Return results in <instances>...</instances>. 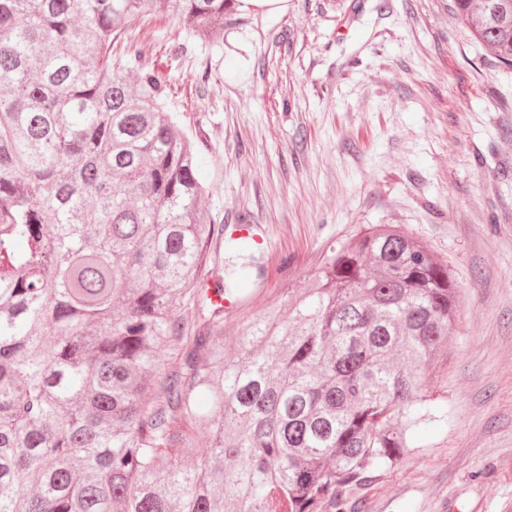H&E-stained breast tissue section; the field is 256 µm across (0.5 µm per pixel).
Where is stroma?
<instances>
[{
    "mask_svg": "<svg viewBox=\"0 0 512 512\" xmlns=\"http://www.w3.org/2000/svg\"><path fill=\"white\" fill-rule=\"evenodd\" d=\"M148 62L200 152V203L264 246L210 261L207 284L263 270L224 334L288 311L333 246L397 224L458 288L447 422L365 486L356 512H512V69L454 0H278L206 44L140 22Z\"/></svg>",
    "mask_w": 512,
    "mask_h": 512,
    "instance_id": "stroma-1",
    "label": "stroma"
}]
</instances>
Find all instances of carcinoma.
<instances>
[{"label": "carcinoma", "instance_id": "obj_1", "mask_svg": "<svg viewBox=\"0 0 512 512\" xmlns=\"http://www.w3.org/2000/svg\"><path fill=\"white\" fill-rule=\"evenodd\" d=\"M242 6L0 0V512H351L448 420L422 379L448 366L455 283L390 224L224 357L200 281L224 231L134 23L218 42ZM456 6L512 68V0ZM250 279L214 292L242 302Z\"/></svg>", "mask_w": 512, "mask_h": 512}]
</instances>
